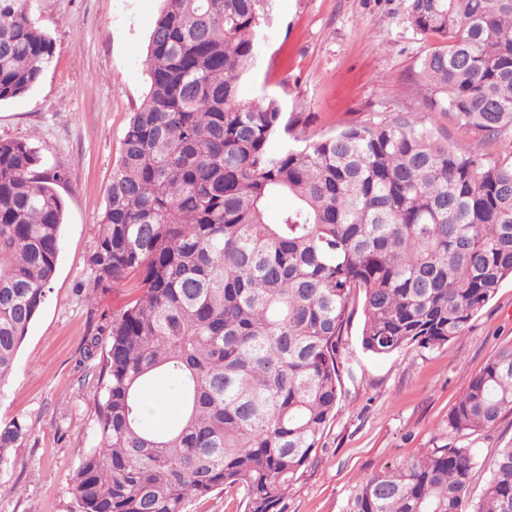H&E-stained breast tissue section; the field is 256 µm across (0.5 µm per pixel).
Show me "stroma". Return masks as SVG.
<instances>
[{"label": "stroma", "mask_w": 512, "mask_h": 512, "mask_svg": "<svg viewBox=\"0 0 512 512\" xmlns=\"http://www.w3.org/2000/svg\"><path fill=\"white\" fill-rule=\"evenodd\" d=\"M161 0H30L55 56L24 96L0 103V138L32 140L43 168L63 170L62 249L48 298L31 322L16 368L0 386V422L22 420L27 436L0 467V512H79L74 474L93 442L98 378L113 310L128 289L93 288L87 256L105 208L133 112L148 88L142 64ZM407 0H272L260 63L240 95L277 97L307 136L401 112L431 124L449 145H478L449 113L431 114L418 78L421 57L444 41L415 30ZM363 311L354 302L343 338L336 416L285 499L286 512H344L358 478L446 444L484 466L512 445V414L461 436L448 414L470 378L512 342V281H504L464 336L384 357L361 346Z\"/></svg>", "instance_id": "35a3bbf8"}]
</instances>
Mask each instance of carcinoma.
I'll use <instances>...</instances> for the list:
<instances>
[{"instance_id": "carcinoma-1", "label": "carcinoma", "mask_w": 512, "mask_h": 512, "mask_svg": "<svg viewBox=\"0 0 512 512\" xmlns=\"http://www.w3.org/2000/svg\"><path fill=\"white\" fill-rule=\"evenodd\" d=\"M29 0H0V103L54 57ZM269 0H162L87 265L93 285L132 284L112 312L94 443L72 486L81 512H184L190 495L242 490L245 512H285L341 385V337L361 295L362 348L440 347L512 279V160L451 147L398 113L303 138L275 97L243 101ZM447 42L426 52V105L487 139L512 138V0H408ZM65 173L0 139V384L47 298L61 249ZM294 205L278 223L266 201ZM177 374L181 411L150 420L145 388ZM512 413V343L448 414L463 436ZM23 422L0 423V465ZM479 459L442 445L359 478L346 512H512V446L477 498Z\"/></svg>"}]
</instances>
